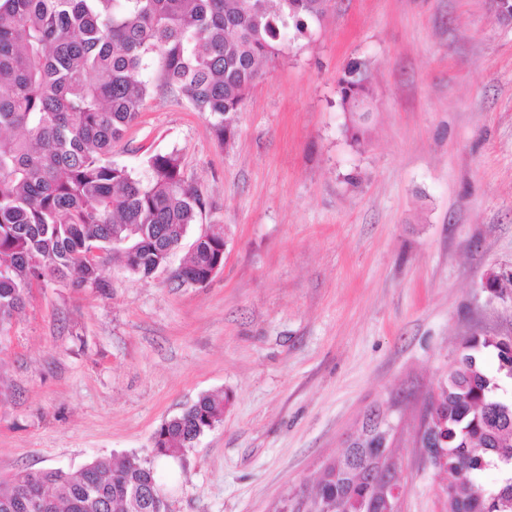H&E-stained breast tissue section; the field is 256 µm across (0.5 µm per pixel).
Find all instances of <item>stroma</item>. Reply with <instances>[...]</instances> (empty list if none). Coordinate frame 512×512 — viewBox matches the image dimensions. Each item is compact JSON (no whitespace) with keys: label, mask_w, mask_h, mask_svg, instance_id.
<instances>
[{"label":"stroma","mask_w":512,"mask_h":512,"mask_svg":"<svg viewBox=\"0 0 512 512\" xmlns=\"http://www.w3.org/2000/svg\"><path fill=\"white\" fill-rule=\"evenodd\" d=\"M365 66L360 140L338 81ZM177 154L208 208L166 270L105 265L108 288L33 286L0 340V477L135 455L169 512H278L390 410L401 512H446L421 413L472 334L512 336V29L488 0H329L265 68L230 143L159 91L112 152L146 173ZM226 240L204 286L175 271ZM220 423L176 461L153 434L199 396Z\"/></svg>","instance_id":"stroma-1"}]
</instances>
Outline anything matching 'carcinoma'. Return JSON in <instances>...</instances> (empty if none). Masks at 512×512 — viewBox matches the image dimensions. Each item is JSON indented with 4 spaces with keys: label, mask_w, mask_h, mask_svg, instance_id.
I'll list each match as a JSON object with an SVG mask.
<instances>
[{
    "label": "carcinoma",
    "mask_w": 512,
    "mask_h": 512,
    "mask_svg": "<svg viewBox=\"0 0 512 512\" xmlns=\"http://www.w3.org/2000/svg\"><path fill=\"white\" fill-rule=\"evenodd\" d=\"M327 0H0V332L24 307L33 281L72 279L102 288L112 241L125 240L127 271L147 278L207 209L178 155L154 154L149 176L112 163V149L158 89L176 91L234 134L262 67L307 35ZM152 69L154 79L140 75ZM362 64L340 80V105L357 107ZM224 233L201 240L174 277L205 282ZM98 249L101 255L90 257ZM494 356L496 366L486 359ZM204 395L156 430V455L177 459L224 415ZM381 410L355 441L328 459L302 512H390L389 491L366 482L371 448L387 433ZM448 473V512H512V347L465 337L423 415L422 447ZM493 471L496 480L484 476ZM45 491L43 512H159L152 467L96 458L76 472L22 470L0 480V512H25L15 494Z\"/></svg>",
    "instance_id": "1"
}]
</instances>
